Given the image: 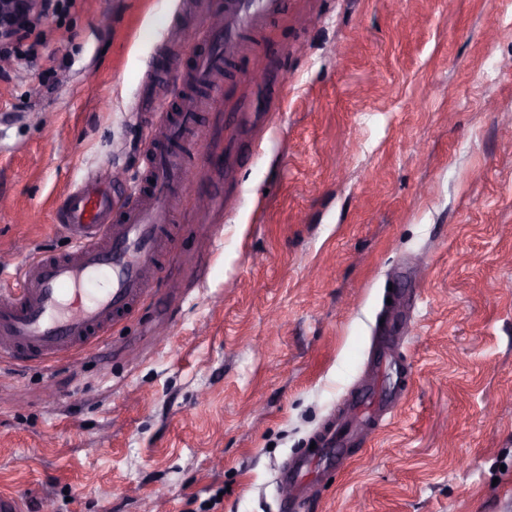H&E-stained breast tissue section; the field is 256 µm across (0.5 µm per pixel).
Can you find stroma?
<instances>
[{
    "mask_svg": "<svg viewBox=\"0 0 512 512\" xmlns=\"http://www.w3.org/2000/svg\"><path fill=\"white\" fill-rule=\"evenodd\" d=\"M185 0H76L56 60H0V256L63 252L61 196L147 173L132 104ZM199 116L224 208L184 198L154 294L50 367L0 363V494L29 512H512V0H285ZM171 48V47H168ZM181 67L192 58L171 48ZM283 105L266 108L270 96ZM391 333L408 383L377 369ZM369 411L361 409L359 414H356L349 422L348 429L342 436L333 439L334 448H318V450L309 454L308 451L300 452L290 462L288 469L281 473V489L288 494V499L291 503L299 506L301 498L298 495V488L305 481V477L309 473L312 460L320 455L332 454L336 455V462L339 465L344 459V454L347 448L344 446L353 439H357L361 436L363 431V422L367 418Z\"/></svg>",
    "mask_w": 512,
    "mask_h": 512,
    "instance_id": "obj_1",
    "label": "stroma"
}]
</instances>
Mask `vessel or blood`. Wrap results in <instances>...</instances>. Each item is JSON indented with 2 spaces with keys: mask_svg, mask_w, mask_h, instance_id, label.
Listing matches in <instances>:
<instances>
[{
  "mask_svg": "<svg viewBox=\"0 0 512 512\" xmlns=\"http://www.w3.org/2000/svg\"><path fill=\"white\" fill-rule=\"evenodd\" d=\"M280 0H196L191 37L182 28L171 40H189L196 51L192 80L220 92L228 64L250 55L247 32L263 26L280 10ZM158 130L149 150L152 182L148 191L133 188L120 223H113L114 204L107 187L84 182L68 190L59 212L72 235L67 253H40L16 274V285L0 289V361L42 366L91 350L107 338L117 313L129 310L156 282L163 249L175 241L176 205L187 186L188 150L200 135L194 123V99H185L176 118L166 102L154 100ZM367 411L349 422L334 439L333 452L343 457L346 444L359 438ZM312 454L300 452L281 474L291 503L309 473Z\"/></svg>",
  "mask_w": 512,
  "mask_h": 512,
  "instance_id": "1",
  "label": "vessel or blood"
}]
</instances>
